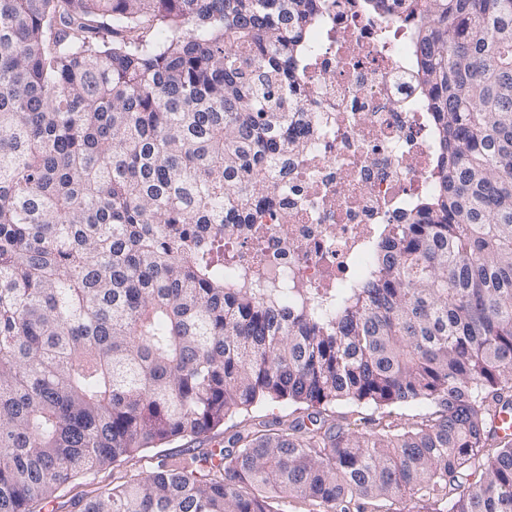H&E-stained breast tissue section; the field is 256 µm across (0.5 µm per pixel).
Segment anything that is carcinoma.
<instances>
[{"mask_svg": "<svg viewBox=\"0 0 512 512\" xmlns=\"http://www.w3.org/2000/svg\"><path fill=\"white\" fill-rule=\"evenodd\" d=\"M367 2L419 17L445 178L330 320L224 287L318 0H0V512H512V0ZM269 400L311 413L89 478ZM383 415H387L385 419L399 424V427H407L417 422H421L423 418L428 417L433 411V407L427 403H409L402 406H393L385 410Z\"/></svg>", "mask_w": 512, "mask_h": 512, "instance_id": "1", "label": "carcinoma"}]
</instances>
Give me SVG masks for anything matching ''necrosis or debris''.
I'll return each mask as SVG.
<instances>
[{
	"instance_id": "necrosis-or-debris-1",
	"label": "necrosis or debris",
	"mask_w": 512,
	"mask_h": 512,
	"mask_svg": "<svg viewBox=\"0 0 512 512\" xmlns=\"http://www.w3.org/2000/svg\"><path fill=\"white\" fill-rule=\"evenodd\" d=\"M418 18L321 0L296 79L307 94L313 143L273 175L281 202L253 204L247 234L224 227V285L250 273L259 297L292 308L335 301L375 276L373 247L413 223L437 190L439 139L417 78Z\"/></svg>"
}]
</instances>
